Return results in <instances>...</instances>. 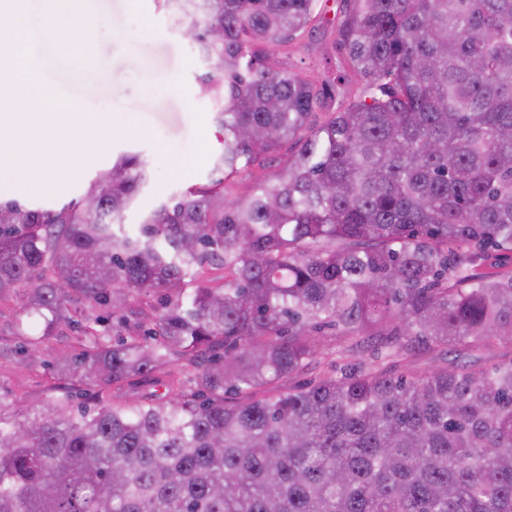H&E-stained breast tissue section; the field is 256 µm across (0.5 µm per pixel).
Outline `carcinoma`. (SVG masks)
I'll use <instances>...</instances> for the list:
<instances>
[{"label":"carcinoma","mask_w":512,"mask_h":512,"mask_svg":"<svg viewBox=\"0 0 512 512\" xmlns=\"http://www.w3.org/2000/svg\"><path fill=\"white\" fill-rule=\"evenodd\" d=\"M208 71L221 177L124 214L145 184L122 156L55 209L0 201V298L42 321L25 347L87 315L64 377L107 390L196 369L195 391L26 411L0 397V512H512V0H348L339 41L365 78L328 85L275 60L320 0H163ZM275 183L231 179L287 144ZM219 288L186 292L204 265ZM161 310L131 322L130 299ZM336 330L341 375L315 332ZM377 345L379 364L355 358ZM471 361L421 373L419 347ZM311 364L330 371L278 389ZM239 394L228 401L226 394Z\"/></svg>","instance_id":"1"}]
</instances>
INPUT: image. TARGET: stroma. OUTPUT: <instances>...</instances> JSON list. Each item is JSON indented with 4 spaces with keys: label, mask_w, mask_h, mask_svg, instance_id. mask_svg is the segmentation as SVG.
<instances>
[{
    "label": "stroma",
    "mask_w": 512,
    "mask_h": 512,
    "mask_svg": "<svg viewBox=\"0 0 512 512\" xmlns=\"http://www.w3.org/2000/svg\"><path fill=\"white\" fill-rule=\"evenodd\" d=\"M56 9L55 0H20L16 16L26 40L14 70L18 82L34 83L43 102H72L69 166L50 193L33 192L0 171V198L54 207L78 196L120 156L135 154L148 179L125 214L134 225L169 197L213 178L224 134L201 92L207 67L162 0H80L79 24L52 44L39 32ZM343 9L344 0H325L323 20L297 34L282 57L291 71L312 76L324 65L344 64L336 28ZM40 333V321L22 312L18 298L0 300V394L19 409L85 389L79 380L58 379L52 366L60 353L80 352L79 330L64 329L37 361L23 365L17 347Z\"/></svg>",
    "instance_id": "obj_1"
}]
</instances>
